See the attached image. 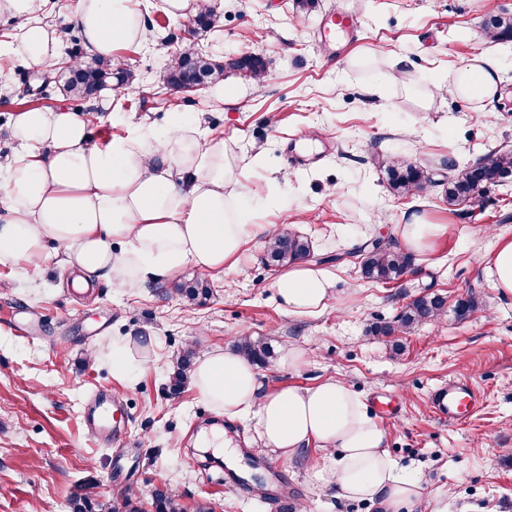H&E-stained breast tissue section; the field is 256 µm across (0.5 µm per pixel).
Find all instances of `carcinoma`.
<instances>
[{
    "label": "carcinoma",
    "instance_id": "cac0c4a2",
    "mask_svg": "<svg viewBox=\"0 0 512 512\" xmlns=\"http://www.w3.org/2000/svg\"><path fill=\"white\" fill-rule=\"evenodd\" d=\"M486 29L497 40L512 38V18L493 15L486 23ZM252 70L253 80L267 81L266 66L263 58L257 54L244 59ZM224 77V66L194 54L181 52L170 68L168 82L178 85L189 82L205 81L216 83ZM112 81V66L100 61L90 62L81 68H70L66 80V89L71 98L83 103L96 96ZM388 184L398 194L413 190H423L432 183L427 169L406 161L396 159L387 167ZM512 179V150H492L474 163L458 171L448 180L446 200L454 206L472 199L481 190L500 186ZM310 252L308 239L293 229L279 230L265 244L266 265L288 266ZM414 264V257L398 247L387 245L375 251L361 272L364 279L381 285H395L403 279ZM173 290L189 302H201L210 296L211 288L203 279L191 283H176ZM448 314L447 299L433 292L423 293L408 302L398 315V328L407 331L413 326L441 319ZM238 348L249 360L258 366H265L272 358L273 350L264 340L242 336L238 339ZM192 367V352L185 351L177 359V369L172 377L171 387L178 389L189 381ZM73 512H141V508L132 496L127 495L121 502L93 503L85 496L75 497ZM155 512H184V509L165 491L159 490L154 498Z\"/></svg>",
    "mask_w": 512,
    "mask_h": 512
}]
</instances>
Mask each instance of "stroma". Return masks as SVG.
I'll list each match as a JSON object with an SVG mask.
<instances>
[{
    "mask_svg": "<svg viewBox=\"0 0 512 512\" xmlns=\"http://www.w3.org/2000/svg\"><path fill=\"white\" fill-rule=\"evenodd\" d=\"M76 0H44L41 20L60 36L56 66L47 70L45 97L26 94L35 78L18 56L0 54L8 81L0 86V146L12 112L69 104L58 63L74 48L68 17ZM149 23L146 39L118 50L115 68L133 75L112 92V113L94 125L103 146L132 125L160 126L174 112L194 114L209 138L244 159L246 192L262 200L257 224L288 221L311 244V262H326L335 295L316 317L288 314L278 303L277 269L265 264L262 237L248 239L237 259L208 277L211 294L191 303L170 283L126 291L99 283L75 291L61 258L41 275L24 277L0 264V512H72L76 494L118 502L133 495L154 512L153 494L166 490L194 512H377L366 501L337 499L320 488L311 447L288 459L260 452L251 418L217 415L193 386L170 387L176 359L233 345L236 336L264 337L275 356L259 368L261 390L306 388L325 379L345 381L387 432L398 464L420 470L424 492L400 512H432L443 494L448 512H512V300L489 287L484 268L496 241L512 238V182L448 206L452 171L488 149L512 150V41L488 38L490 16L512 17V0H318L304 11L297 0H224L214 28L193 45L204 57L264 56V86L236 72L221 90L169 94L164 81L182 42L186 19L168 14L160 0H140ZM352 14L356 42L323 47L320 26L331 13ZM488 54L500 64L499 93L469 104L452 89L455 72ZM408 57L407 84L387 75L396 57ZM380 84L382 97L367 95ZM441 85L428 111L415 91ZM329 139L330 152L308 164L289 162L291 134ZM426 168L425 191L395 194L385 168L394 157ZM287 199V211L275 208ZM415 212L446 234L417 256L414 270L392 288L362 278L353 248L396 238L404 214ZM449 303L473 296L467 318L447 316L400 334V352L372 326L395 323L402 307L424 289ZM150 336L148 362L129 381L112 372V344ZM303 363L289 365V347ZM467 376L481 391L479 409L448 423L435 398L448 380ZM119 406V437L102 441L84 426L96 392ZM221 426L236 448L246 485L226 483L227 465L207 457L198 441Z\"/></svg>",
    "mask_w": 512,
    "mask_h": 512,
    "instance_id": "stroma-1",
    "label": "stroma"
}]
</instances>
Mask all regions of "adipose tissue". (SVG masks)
<instances>
[{
  "mask_svg": "<svg viewBox=\"0 0 512 512\" xmlns=\"http://www.w3.org/2000/svg\"><path fill=\"white\" fill-rule=\"evenodd\" d=\"M42 2L0 0V16L18 29L9 53L37 68L55 60L59 44L37 19ZM70 22L81 37V63L114 60L116 49L147 32L136 0H77ZM498 72L491 58L475 57L458 71L453 91L468 102L493 99ZM111 102L105 94L83 112L13 115L10 147L0 154V263L39 274L55 244L74 271V287L104 281L133 290L172 280L188 266L207 276L222 272L247 238L276 232V225L249 223L239 159L186 114L173 113L160 131L136 127L105 146L90 145ZM335 282L331 272L299 262L274 286L289 314L312 317L325 310ZM190 379L217 414L253 415L265 449L290 458L317 445L314 477L337 498L372 502L380 512L421 498L422 475L390 456L386 430L347 383L327 379L265 393L255 366L230 347L206 354Z\"/></svg>",
  "mask_w": 512,
  "mask_h": 512,
  "instance_id": "1",
  "label": "adipose tissue"
}]
</instances>
